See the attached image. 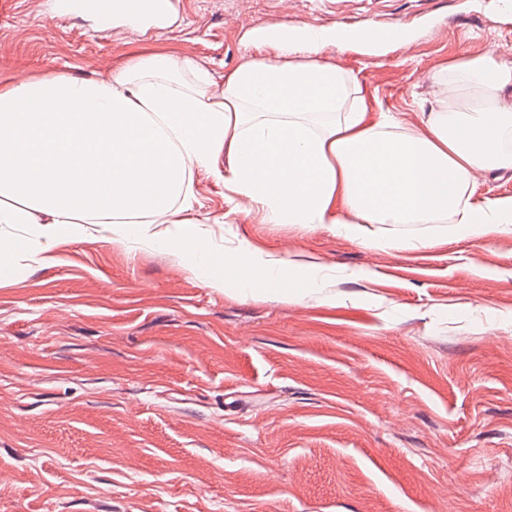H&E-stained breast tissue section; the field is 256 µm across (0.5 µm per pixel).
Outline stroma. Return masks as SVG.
<instances>
[{
  "mask_svg": "<svg viewBox=\"0 0 512 512\" xmlns=\"http://www.w3.org/2000/svg\"><path fill=\"white\" fill-rule=\"evenodd\" d=\"M157 30L0 0V80L106 73L134 45L199 57L216 85L244 31L402 24L406 47L324 57L413 122L454 58L512 63L503 0H172ZM220 289L165 248L87 233L0 269V512H512V236L393 224L371 248L266 224L198 173ZM324 279L242 297L261 260Z\"/></svg>",
  "mask_w": 512,
  "mask_h": 512,
  "instance_id": "1",
  "label": "stroma"
}]
</instances>
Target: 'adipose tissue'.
<instances>
[{
    "instance_id": "1",
    "label": "adipose tissue",
    "mask_w": 512,
    "mask_h": 512,
    "mask_svg": "<svg viewBox=\"0 0 512 512\" xmlns=\"http://www.w3.org/2000/svg\"><path fill=\"white\" fill-rule=\"evenodd\" d=\"M382 40L263 28L222 90L194 54L144 45L105 74L0 82V224H32L31 254L82 224H108L114 244L198 254L190 213L195 173L269 224L319 225L393 247L391 224H444L464 238L512 234V195L476 196L478 173L512 169V112L499 104L512 65L454 59L434 75L452 88L403 125L378 110L359 76L323 59L329 46L371 53ZM179 224L176 236L156 232Z\"/></svg>"
}]
</instances>
